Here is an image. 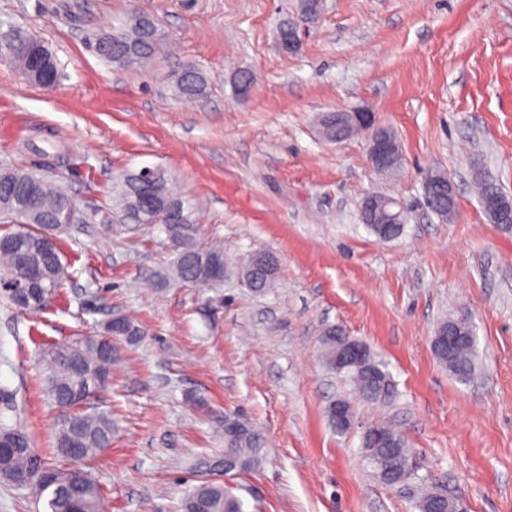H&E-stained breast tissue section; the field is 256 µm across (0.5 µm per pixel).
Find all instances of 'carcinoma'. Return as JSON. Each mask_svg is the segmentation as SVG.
Wrapping results in <instances>:
<instances>
[{"mask_svg":"<svg viewBox=\"0 0 512 512\" xmlns=\"http://www.w3.org/2000/svg\"><path fill=\"white\" fill-rule=\"evenodd\" d=\"M159 29L149 32L142 27L139 16L129 19L124 27L103 34L96 39V54L110 64L124 66L151 57L160 45ZM175 88L179 97L192 100L202 96L206 90V79L199 73L176 78ZM137 182L134 175L124 177L117 193V204L124 210L135 206ZM161 200L176 199L183 206V221L164 225L168 240H185L191 233L199 232L198 225L191 220L188 201L173 192L167 178H161L158 186ZM70 196L60 186L31 171L0 170V213L11 218L15 224H26L0 236L4 246L0 248V280L7 281L19 273V259L25 258L29 266L41 273L43 285L58 289L69 278L68 265L61 260L57 244L50 243L41 233L42 225L58 221L56 230L67 225L65 214ZM224 264V248L204 245L203 260L197 265L184 262L175 255L172 268L174 278L185 277L201 281L208 275V268ZM349 339L340 336L322 338V356L330 369H335L336 343ZM50 373L47 391L54 407L69 406L73 415L67 426L58 428L55 436L54 455L67 460L66 445L77 439L88 460L112 444V412L97 408L91 412L72 403L74 394H95L106 388L112 371V348L103 346L96 336L81 341L51 346L47 351ZM449 372L461 383L474 377L480 359L479 340L474 337L459 344L446 355L439 356ZM372 373L368 376L348 372L342 375L344 384L359 400L380 403L392 399L394 383L388 364L369 356ZM224 434V455L237 461L236 473L244 474L262 460L264 439L252 424L231 417L220 421ZM6 434L22 448L13 451L9 458L0 461V469L28 480L29 489L42 499L46 512H101V494L88 472L80 466L61 467L42 459L43 470L54 474L57 480L52 485L43 482L42 474L34 468L32 452L36 451L28 433L18 426L3 425L0 433ZM382 433L387 441L378 444L370 441L371 433ZM366 458L377 470L381 479L390 486L400 487L412 483L423 484L425 479L418 474L413 455L407 448L404 436L387 425L368 428L362 440ZM181 512H245L244 503L219 482L201 480L181 501Z\"/></svg>","mask_w":512,"mask_h":512,"instance_id":"cac0c4a2","label":"carcinoma"}]
</instances>
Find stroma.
Instances as JSON below:
<instances>
[{"label":"stroma","instance_id":"obj_1","mask_svg":"<svg viewBox=\"0 0 512 512\" xmlns=\"http://www.w3.org/2000/svg\"><path fill=\"white\" fill-rule=\"evenodd\" d=\"M301 2L0 0V27L43 40L65 74L47 89L0 61V167L36 170L39 149L56 147L55 178L78 210L57 235L72 276L55 297L27 311L0 296V422L51 455L44 349L123 315L142 336L117 344L90 401L111 410L114 433L84 464L106 512H178L199 462L223 448L214 426L227 415L266 439L261 464L236 479L247 512H418L365 458L362 435L383 422L466 512H512V230L489 220L473 184L478 172L512 196V0H322L308 18ZM135 13L156 20L160 52L103 62L93 35ZM287 20L300 27L294 52L279 43ZM187 69L207 79L191 102L172 86ZM358 109L396 135L395 174L373 168L365 135H323V115ZM145 166L191 200L204 243L273 253L275 287L255 294L233 272L204 288L164 280L162 225L112 207L120 179ZM432 170L455 184L453 219L425 205ZM375 194L408 209L393 241L361 220ZM460 307L481 356L467 385L431 345ZM330 325L385 360L396 385L389 403L356 402L343 433L327 413L345 391L321 356Z\"/></svg>","mask_w":512,"mask_h":512}]
</instances>
